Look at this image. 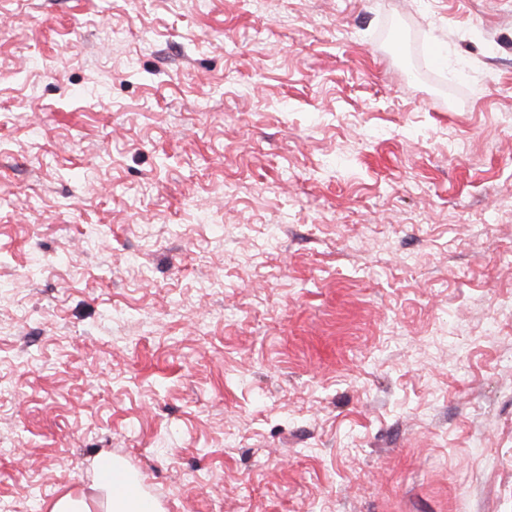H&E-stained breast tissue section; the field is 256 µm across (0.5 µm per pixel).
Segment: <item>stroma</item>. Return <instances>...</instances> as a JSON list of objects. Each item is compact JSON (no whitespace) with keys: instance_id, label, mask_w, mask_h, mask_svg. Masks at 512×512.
Masks as SVG:
<instances>
[{"instance_id":"obj_1","label":"stroma","mask_w":512,"mask_h":512,"mask_svg":"<svg viewBox=\"0 0 512 512\" xmlns=\"http://www.w3.org/2000/svg\"><path fill=\"white\" fill-rule=\"evenodd\" d=\"M512 0H0V512H512ZM97 487L106 495L105 512H160V505L141 488L138 479L112 455L95 461ZM50 512H93V501L82 493H67L53 502Z\"/></svg>"}]
</instances>
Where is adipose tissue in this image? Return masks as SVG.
<instances>
[{"mask_svg": "<svg viewBox=\"0 0 512 512\" xmlns=\"http://www.w3.org/2000/svg\"><path fill=\"white\" fill-rule=\"evenodd\" d=\"M95 470L97 487L106 495V512H161L133 473L111 455L98 456Z\"/></svg>", "mask_w": 512, "mask_h": 512, "instance_id": "adipose-tissue-1", "label": "adipose tissue"}]
</instances>
